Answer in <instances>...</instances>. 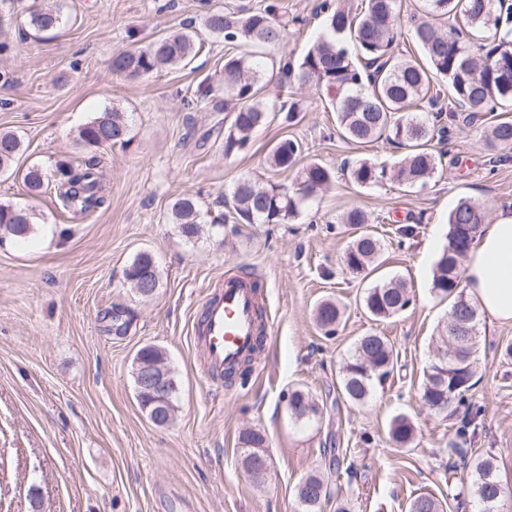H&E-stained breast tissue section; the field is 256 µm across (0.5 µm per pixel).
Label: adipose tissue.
<instances>
[{"mask_svg": "<svg viewBox=\"0 0 512 512\" xmlns=\"http://www.w3.org/2000/svg\"><path fill=\"white\" fill-rule=\"evenodd\" d=\"M465 285L489 320L512 325V209L482 229L464 266Z\"/></svg>", "mask_w": 512, "mask_h": 512, "instance_id": "obj_1", "label": "adipose tissue"}]
</instances>
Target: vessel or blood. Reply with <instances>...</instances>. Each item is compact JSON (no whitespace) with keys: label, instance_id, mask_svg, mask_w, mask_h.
Returning <instances> with one entry per match:
<instances>
[{"label":"vessel or blood","instance_id":"1","mask_svg":"<svg viewBox=\"0 0 512 512\" xmlns=\"http://www.w3.org/2000/svg\"><path fill=\"white\" fill-rule=\"evenodd\" d=\"M259 291L247 280L228 275L205 302L198 341L207 368L215 373L235 368L253 356L261 334Z\"/></svg>","mask_w":512,"mask_h":512}]
</instances>
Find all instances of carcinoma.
Masks as SVG:
<instances>
[{
    "label": "carcinoma",
    "mask_w": 512,
    "mask_h": 512,
    "mask_svg": "<svg viewBox=\"0 0 512 512\" xmlns=\"http://www.w3.org/2000/svg\"><path fill=\"white\" fill-rule=\"evenodd\" d=\"M364 2V8L357 12L351 0H323L322 33L298 63L288 61L271 71L260 59L259 50L286 39L288 21L278 14V6L268 4L245 13L207 11L204 26L210 34L249 48L224 59V99H213L209 89H199L193 98L184 99L189 106L209 105L216 112L233 114L230 125L224 128V154L246 147L272 112L279 110L285 113L284 121H294L296 102L276 107L264 96V88L272 81L286 88L285 79L301 85L311 83L326 94L327 103L336 112V132L341 139L361 147L383 139L399 150L400 158L390 167L368 159L349 167L351 181L360 187L388 179L408 187L425 185L437 170L432 142L451 141L461 121L471 123L488 113L512 110V7L504 5L503 0H416L407 14L402 13V0ZM404 18L414 25L412 38L423 57L421 62L399 52ZM61 20V7L49 5L30 12L24 26L40 34L55 30ZM200 48L195 32H173L144 48L118 53L112 58V71L132 78L147 77L164 68L187 65ZM130 133L129 119L114 108L99 113L80 128L78 139L87 148H100L127 144ZM488 147L493 150L491 167L508 159L505 152L512 150V120L504 118L489 126ZM22 149L19 136L0 132L1 172L12 167ZM302 151V143L285 136L270 151L268 164L286 171L296 166ZM335 178V171L315 161L298 171L291 188L242 179L223 200L227 211L212 218L211 223L223 225L234 219L246 224H286ZM22 181L31 196L53 186L59 209L72 218L86 215L106 202L97 163L92 158L75 166L61 163L52 172L32 165ZM167 220L188 239L201 234L202 209L191 196L176 199ZM486 221L482 206L462 198L448 212V240H453L458 225ZM341 223L358 230L343 254L345 267L356 274L377 267L383 245L373 231L365 229L370 223L367 214L352 208ZM35 226L33 211L0 203V241H25L35 232ZM465 256L466 252L446 246L436 261L432 285L435 293L451 300L448 318L476 328L480 323L478 308L461 288L460 263ZM145 274L160 282L154 258L142 252L124 270L127 288L134 290L136 280ZM363 301L366 312L374 320L383 321L405 310L411 298L407 284L392 277L367 288ZM132 317L127 306L113 305L112 332L125 333ZM316 320L331 333L340 323V308L332 301H323L316 309ZM440 342L437 350L448 351L455 344L457 355L448 359L444 371L436 367V359L430 360L423 372L421 397L432 411L462 413L455 437L448 442L449 451L461 456L463 445L481 417V408L464 404L478 369L476 343L458 339L447 324L440 333ZM397 364L398 353L386 337H360L340 368L343 399L353 405L366 403L375 387L394 373ZM463 404L466 408L461 412L459 406ZM289 408L301 422L321 415L319 405L299 389L290 394ZM389 439L398 448L409 446L415 439L414 424L405 416L395 417L389 426ZM239 443L245 448L247 468L259 469L260 456L264 455L263 435L247 430L240 434ZM468 490L481 505V512H500L505 492L494 458L473 462ZM326 496L327 484L316 474L306 477L297 489L303 512H318ZM410 512H443V505L431 495H419L412 500Z\"/></svg>",
    "instance_id": "cac0c4a2"
}]
</instances>
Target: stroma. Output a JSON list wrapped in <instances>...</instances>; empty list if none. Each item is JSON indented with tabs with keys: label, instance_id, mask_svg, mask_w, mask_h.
Here are the masks:
<instances>
[{
	"label": "stroma",
	"instance_id": "stroma-1",
	"mask_svg": "<svg viewBox=\"0 0 512 512\" xmlns=\"http://www.w3.org/2000/svg\"><path fill=\"white\" fill-rule=\"evenodd\" d=\"M265 0H61L63 25L39 36L20 35L25 16L45 0H9L0 15V131L21 137L12 169L0 172V203L35 210L38 231L24 242L0 243V512H301L298 484L322 475V512L349 503L352 512H409L429 494L444 512H478L473 496L456 502L448 489L467 476L453 468L448 442L458 417L429 410L420 398L449 303L432 288L439 254L448 243V212L460 198L489 216L512 208V160L487 166L486 120L460 124L449 154L423 189L397 183L361 188L347 164L367 158L393 163L397 150L380 142L361 149L336 134V114L311 85L298 87L293 124L269 119L242 150L225 154L217 123L226 112L184 104L186 93L219 83L230 47L205 31L207 9L257 7ZM299 24L268 56L299 59L322 25L321 0H282ZM198 31L205 48L188 66L146 79L113 74V56L143 47L173 30ZM116 108L131 123L129 145L95 151L78 130ZM303 144L302 162L319 160L336 179L286 224L206 226L189 240L166 220L171 201L193 195L215 215L241 178L292 186L295 171H277L265 158L283 136ZM96 157L108 208L63 221L54 192L33 197L24 170L33 164ZM365 211L383 244L370 276L348 270L342 255L351 239L341 216ZM150 252L160 286L144 301L123 285V271ZM253 274L262 284L269 332L245 375L207 372L195 331L203 301L228 274ZM397 276L412 302L382 322L363 310L372 281ZM325 300L344 309L336 333L315 320ZM130 306L123 336L109 330L114 304ZM385 336L398 364L363 406L343 400L339 369L361 336ZM160 347L178 385L174 423L155 426L136 400L132 363L144 345ZM512 325L482 321L479 369L468 396L483 414L468 457L494 456L512 487ZM308 391L321 419L296 423L288 396ZM409 416L414 442L392 447L391 420ZM265 438L269 470L249 473L241 432ZM334 442L335 461L323 455Z\"/></svg>",
	"mask_w": 512,
	"mask_h": 512
}]
</instances>
